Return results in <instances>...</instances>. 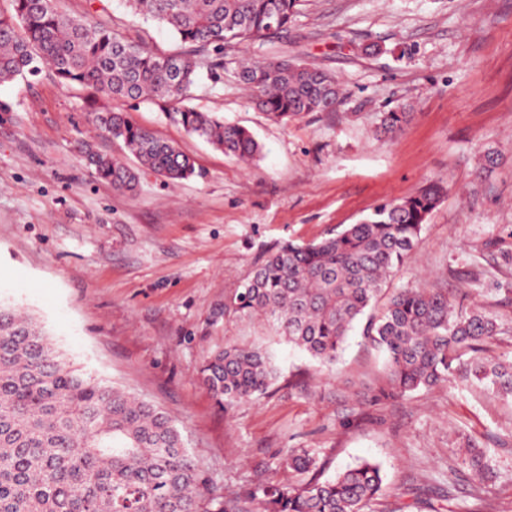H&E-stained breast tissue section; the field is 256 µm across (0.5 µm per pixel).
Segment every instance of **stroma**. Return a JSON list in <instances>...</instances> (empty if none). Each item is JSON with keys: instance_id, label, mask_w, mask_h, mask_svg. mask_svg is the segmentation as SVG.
<instances>
[{"instance_id": "1", "label": "stroma", "mask_w": 512, "mask_h": 512, "mask_svg": "<svg viewBox=\"0 0 512 512\" xmlns=\"http://www.w3.org/2000/svg\"><path fill=\"white\" fill-rule=\"evenodd\" d=\"M59 5L141 25L124 0ZM251 55L335 74L342 104L280 124L217 71L192 104L253 132L262 153L245 164L154 103L114 102L193 158L196 176L175 184L101 136L86 90L49 66L0 84V303L33 316L75 367L162 408L222 490L288 481L281 449L314 448L327 477L380 463L385 500L407 512H466L473 477L449 469L474 441L494 469L488 489L512 481V452L494 441L512 429V401L458 383L375 405L383 359L360 335L322 375L269 323L218 312L277 243L319 240L439 181L445 194L393 284L479 292L508 331L492 353L512 359V0H302L287 34ZM396 110L410 120L390 138L374 117ZM83 143L135 167V191L99 180ZM229 340L265 345L281 379L224 411L197 371Z\"/></svg>"}]
</instances>
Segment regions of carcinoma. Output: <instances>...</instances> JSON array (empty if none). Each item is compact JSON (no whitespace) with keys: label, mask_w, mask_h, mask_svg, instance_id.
<instances>
[{"label":"carcinoma","mask_w":512,"mask_h":512,"mask_svg":"<svg viewBox=\"0 0 512 512\" xmlns=\"http://www.w3.org/2000/svg\"><path fill=\"white\" fill-rule=\"evenodd\" d=\"M10 2L0 10V83L38 62L48 65L62 85L88 91L97 106L89 116L106 138L170 182L193 177L194 160L108 102L151 100L189 135L249 163L261 154L252 132L190 104L204 78L229 72L284 124L342 101L338 79L304 63L224 60L228 47L282 37L300 0H125L130 14L171 33L176 48L169 53L154 51L145 29L119 30L105 11L78 18L56 0ZM408 116L385 112L378 128L394 134ZM87 157L114 189H135L136 172L119 159L91 149ZM443 194V185L431 182L319 241L276 245L224 298L219 315L272 321L277 335L322 371L332 370L361 325L364 342L384 356L377 402L461 379L512 399V360L489 355L502 334L497 315L463 305L443 288H391ZM199 378L228 408L266 394L281 371L264 346L228 342L204 360ZM282 461L299 480L221 491L165 411L73 367L33 318L0 305V512H377L379 465L364 461L323 480L310 448H287ZM458 465L489 470L474 445L458 455ZM489 495L484 482L472 486V512H508Z\"/></svg>","instance_id":"obj_1"}]
</instances>
